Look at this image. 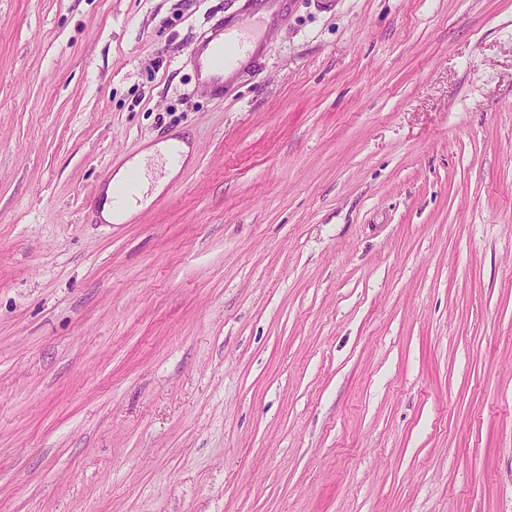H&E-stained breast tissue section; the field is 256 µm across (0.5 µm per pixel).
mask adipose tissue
I'll use <instances>...</instances> for the list:
<instances>
[{
  "instance_id": "obj_1",
  "label": "adipose tissue",
  "mask_w": 512,
  "mask_h": 512,
  "mask_svg": "<svg viewBox=\"0 0 512 512\" xmlns=\"http://www.w3.org/2000/svg\"><path fill=\"white\" fill-rule=\"evenodd\" d=\"M190 156L185 140L170 138L128 160L99 192L103 222L122 224L146 208Z\"/></svg>"
}]
</instances>
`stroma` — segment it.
I'll return each mask as SVG.
<instances>
[{"mask_svg": "<svg viewBox=\"0 0 512 512\" xmlns=\"http://www.w3.org/2000/svg\"><path fill=\"white\" fill-rule=\"evenodd\" d=\"M0 512H512V0H0ZM250 33L257 34L258 29L253 23L248 22L239 27L238 38H235L230 42H224V39H222L216 44L214 51L209 56H205L203 58V51L205 50L204 47L195 49L194 54L199 74L202 75L205 73L204 81H206L207 84L217 86L222 85L224 81V70H226V78L233 74L238 65V61L248 50L253 48V44L248 43L245 49L240 53L245 42L251 39L248 35ZM237 56L238 61L236 65L233 68L228 69L234 64ZM172 147L179 151V157L170 158ZM190 156V147L185 140L169 138L164 142L152 145L141 154L128 160L115 174L112 180L100 189L99 216L109 224H124L133 216L146 208L151 201L162 191L165 184L176 176ZM154 162L163 165V177L154 180L150 166ZM138 173L139 181L135 190L136 199L130 205L117 206L112 201L113 184L121 186L128 182L131 174Z\"/></svg>", "mask_w": 512, "mask_h": 512, "instance_id": "1", "label": "stroma"}]
</instances>
